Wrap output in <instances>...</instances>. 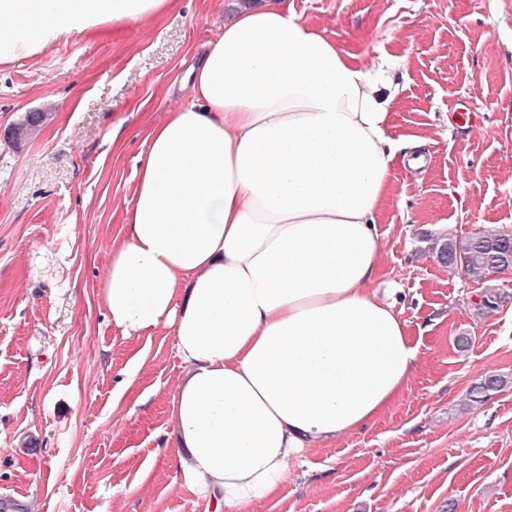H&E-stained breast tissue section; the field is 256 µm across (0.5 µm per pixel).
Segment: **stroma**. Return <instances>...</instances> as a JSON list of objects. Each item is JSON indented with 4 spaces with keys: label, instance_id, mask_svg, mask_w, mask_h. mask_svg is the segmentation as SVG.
Segmentation results:
<instances>
[{
    "label": "stroma",
    "instance_id": "35a3bbf8",
    "mask_svg": "<svg viewBox=\"0 0 512 512\" xmlns=\"http://www.w3.org/2000/svg\"><path fill=\"white\" fill-rule=\"evenodd\" d=\"M258 2L184 0L0 65V498L27 512H206L175 479L173 335H125L100 292L151 126L191 100L173 82ZM285 2L360 61L397 64L390 136L424 140L426 165L392 172L374 285L419 353L397 400L292 461L258 512H512V388L467 400L485 375L512 374V271L481 285L427 244L512 231V0ZM37 111L50 119L36 137L4 139Z\"/></svg>",
    "mask_w": 512,
    "mask_h": 512
}]
</instances>
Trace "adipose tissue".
Segmentation results:
<instances>
[{
  "label": "adipose tissue",
  "mask_w": 512,
  "mask_h": 512,
  "mask_svg": "<svg viewBox=\"0 0 512 512\" xmlns=\"http://www.w3.org/2000/svg\"><path fill=\"white\" fill-rule=\"evenodd\" d=\"M182 0H0V64ZM155 123L101 287L130 336L170 329L183 485L255 512L307 449L365 426L406 388L418 346L369 285L397 155L394 86L280 6L247 7Z\"/></svg>",
  "instance_id": "obj_1"
}]
</instances>
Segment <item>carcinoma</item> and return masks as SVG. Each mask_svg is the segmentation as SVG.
<instances>
[{
    "mask_svg": "<svg viewBox=\"0 0 512 512\" xmlns=\"http://www.w3.org/2000/svg\"><path fill=\"white\" fill-rule=\"evenodd\" d=\"M48 119L47 112H30L20 124L8 130L5 137L20 144L36 136ZM430 249L440 264L459 267L476 282L512 270V232L478 234L464 240L442 232L431 239ZM511 387V376L488 374L471 386L468 400L474 405H482L493 394Z\"/></svg>",
    "mask_w": 512,
    "mask_h": 512,
    "instance_id": "obj_1",
    "label": "carcinoma"
}]
</instances>
